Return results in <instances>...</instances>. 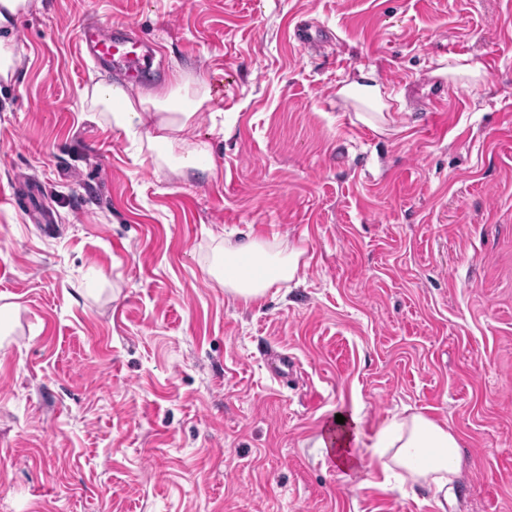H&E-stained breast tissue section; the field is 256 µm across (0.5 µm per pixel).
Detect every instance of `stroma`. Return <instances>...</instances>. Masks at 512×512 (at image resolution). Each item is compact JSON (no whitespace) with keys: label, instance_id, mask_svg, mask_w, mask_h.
<instances>
[{"label":"stroma","instance_id":"stroma-1","mask_svg":"<svg viewBox=\"0 0 512 512\" xmlns=\"http://www.w3.org/2000/svg\"><path fill=\"white\" fill-rule=\"evenodd\" d=\"M87 18L153 43L142 92L229 76L198 116L222 179L85 119L117 78ZM0 36V512H437L371 467L413 413L459 442L447 512H512V0H28ZM458 56L484 86L449 87ZM362 67L382 134L335 95ZM246 234L303 251L257 303L211 273ZM351 408L345 471L319 436ZM350 87L359 89L363 93L364 99L368 102L373 100L382 101L381 84L374 68H360L357 78L350 85L342 88L341 92L349 91Z\"/></svg>","mask_w":512,"mask_h":512}]
</instances>
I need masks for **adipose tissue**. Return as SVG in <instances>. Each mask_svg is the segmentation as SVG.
Listing matches in <instances>:
<instances>
[{"label": "adipose tissue", "mask_w": 512, "mask_h": 512, "mask_svg": "<svg viewBox=\"0 0 512 512\" xmlns=\"http://www.w3.org/2000/svg\"><path fill=\"white\" fill-rule=\"evenodd\" d=\"M80 96L86 119L109 120L157 165L181 174L198 172L212 181L221 177L212 146L199 131L198 114L211 102L204 77L177 82L160 97L143 94L120 81L85 86ZM301 255V250H276L267 242L247 237L225 245L212 274L227 293L247 302L257 301L274 285L295 279ZM359 424V413L354 410L320 437L322 447L328 448L336 465L346 471L359 464ZM370 450L384 484L427 487L440 512H445L461 459L451 431L425 415L413 414L381 427Z\"/></svg>", "instance_id": "obj_1"}]
</instances>
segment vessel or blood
Returning <instances> with one entry per match:
<instances>
[{
  "label": "vessel or blood",
  "mask_w": 512,
  "mask_h": 512,
  "mask_svg": "<svg viewBox=\"0 0 512 512\" xmlns=\"http://www.w3.org/2000/svg\"><path fill=\"white\" fill-rule=\"evenodd\" d=\"M79 48L96 65L118 67L133 77L149 76L153 54L143 38L129 27H105L93 22L82 23L77 32Z\"/></svg>",
  "instance_id": "vessel-or-blood-1"
}]
</instances>
